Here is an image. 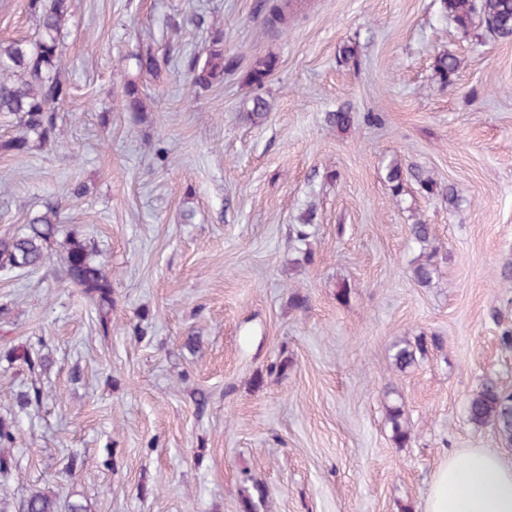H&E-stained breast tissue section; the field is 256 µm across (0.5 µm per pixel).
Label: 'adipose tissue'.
Wrapping results in <instances>:
<instances>
[{
  "mask_svg": "<svg viewBox=\"0 0 512 512\" xmlns=\"http://www.w3.org/2000/svg\"><path fill=\"white\" fill-rule=\"evenodd\" d=\"M423 512H512V463L475 448L435 471Z\"/></svg>",
  "mask_w": 512,
  "mask_h": 512,
  "instance_id": "obj_1",
  "label": "adipose tissue"
}]
</instances>
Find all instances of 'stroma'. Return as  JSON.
Instances as JSON below:
<instances>
[{
	"label": "stroma",
	"mask_w": 512,
	"mask_h": 512,
	"mask_svg": "<svg viewBox=\"0 0 512 512\" xmlns=\"http://www.w3.org/2000/svg\"><path fill=\"white\" fill-rule=\"evenodd\" d=\"M256 3L69 0L64 136L0 150V237L58 206L61 233L109 263L112 329L60 261L0 275V419L15 435L0 512L36 492L88 512H422L448 455L512 460L466 415L486 379L512 390V39L458 28L439 0H293L279 33ZM211 25L238 62L196 91L180 60ZM35 34L26 0H0V40ZM149 50L165 59L156 77L138 68ZM443 52L460 62L447 85ZM267 54L279 64L254 124L246 75ZM344 106L355 122L340 131L327 116ZM394 162L434 194L412 179L393 194ZM419 221L433 257L410 237ZM428 258L423 286L412 270ZM422 335L441 346L395 368V344ZM35 344L48 369L20 360ZM20 391L39 405L13 407ZM458 68L459 60L450 53L439 54L433 64L435 78L442 85H447L452 82ZM121 106L125 112L129 113V118L133 122L139 121L140 112L143 109L142 90L135 82H128L123 87Z\"/></svg>",
	"instance_id": "obj_1"
}]
</instances>
